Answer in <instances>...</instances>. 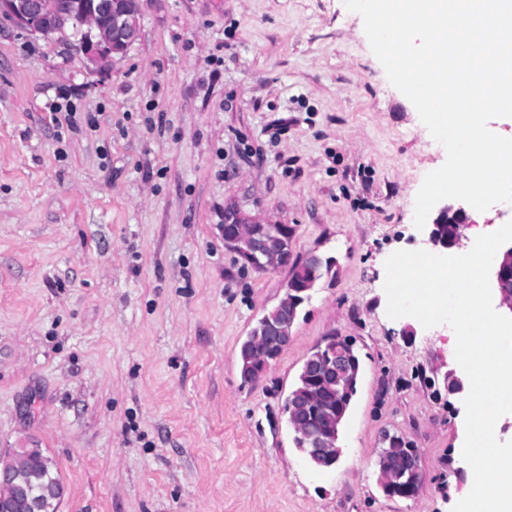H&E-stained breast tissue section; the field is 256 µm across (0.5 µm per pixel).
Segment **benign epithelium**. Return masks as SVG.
Instances as JSON below:
<instances>
[{"instance_id": "7a95c632", "label": "benign epithelium", "mask_w": 512, "mask_h": 512, "mask_svg": "<svg viewBox=\"0 0 512 512\" xmlns=\"http://www.w3.org/2000/svg\"><path fill=\"white\" fill-rule=\"evenodd\" d=\"M0 16L11 19L20 30L55 39L76 47L94 64L110 65L123 56L139 38V0H92L84 4L69 0H0ZM471 224L467 211L459 206L441 207L426 225V242L443 253L459 246L464 230ZM224 247L246 261L262 262V270L272 268L276 258L286 266L291 253L272 251V241L264 222L242 215L233 208L224 210ZM492 285L500 304L512 312V244L505 246L492 271ZM315 281H298L289 275L283 285L284 297L269 316L259 319V335L253 342L259 369L251 379L257 382L291 343V328L298 308L310 299ZM359 363L353 345L333 337L306 358L302 366L305 387L289 392L283 413L294 441L308 445L304 452L320 469H330L340 457L337 446L336 411L349 400L348 391L336 392V402L322 397L325 386L356 377ZM422 480L420 455L412 448L394 460L391 468L379 469V484L387 496L411 499Z\"/></svg>"}]
</instances>
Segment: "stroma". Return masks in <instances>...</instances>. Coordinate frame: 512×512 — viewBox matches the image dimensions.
<instances>
[{"label": "stroma", "instance_id": "stroma-1", "mask_svg": "<svg viewBox=\"0 0 512 512\" xmlns=\"http://www.w3.org/2000/svg\"><path fill=\"white\" fill-rule=\"evenodd\" d=\"M112 68L0 21V452L39 445L58 512H452L471 471L448 327L391 319L385 261L424 246L446 160L344 0H140ZM73 108L82 125L52 121ZM333 259L255 383L240 345L281 300L224 246L225 207ZM361 371L335 469L282 406L306 357ZM416 448L411 499L378 484L384 435Z\"/></svg>", "mask_w": 512, "mask_h": 512}]
</instances>
